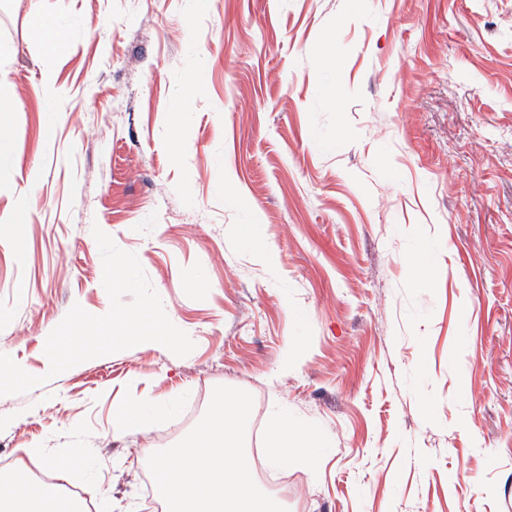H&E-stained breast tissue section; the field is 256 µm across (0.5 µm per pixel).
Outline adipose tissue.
<instances>
[{"label":"adipose tissue","instance_id":"ef3b65f1","mask_svg":"<svg viewBox=\"0 0 512 512\" xmlns=\"http://www.w3.org/2000/svg\"><path fill=\"white\" fill-rule=\"evenodd\" d=\"M318 445L315 434L289 418L286 411L279 409L271 414L264 447L273 465H283L290 459L311 464L308 451ZM61 501V492L55 486L35 488L24 480L0 478V512H60Z\"/></svg>","mask_w":512,"mask_h":512}]
</instances>
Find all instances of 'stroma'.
<instances>
[{
  "instance_id": "1",
  "label": "stroma",
  "mask_w": 512,
  "mask_h": 512,
  "mask_svg": "<svg viewBox=\"0 0 512 512\" xmlns=\"http://www.w3.org/2000/svg\"><path fill=\"white\" fill-rule=\"evenodd\" d=\"M0 44V215L31 213L24 256L0 240V354L47 374L70 308L108 311L96 226L195 344L0 396L14 471L86 448L62 482L141 512L150 453L224 385L255 445L274 407L319 437L288 512H512V0H0ZM147 403L133 404L121 410L112 420V439L122 438L130 434L146 433L151 422L145 412Z\"/></svg>"
}]
</instances>
